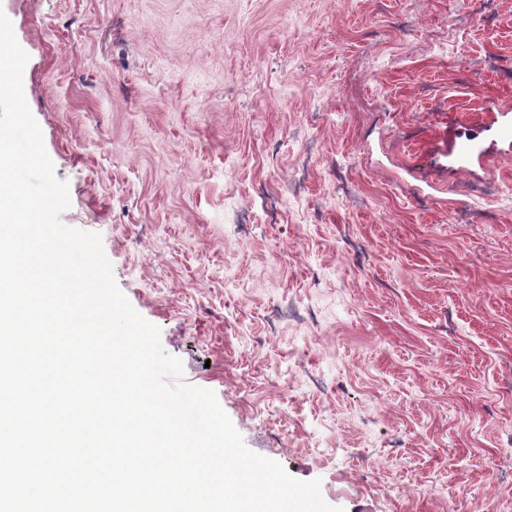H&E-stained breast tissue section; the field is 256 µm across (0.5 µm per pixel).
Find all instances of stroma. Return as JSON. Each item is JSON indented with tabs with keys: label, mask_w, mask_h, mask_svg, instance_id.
Wrapping results in <instances>:
<instances>
[{
	"label": "stroma",
	"mask_w": 512,
	"mask_h": 512,
	"mask_svg": "<svg viewBox=\"0 0 512 512\" xmlns=\"http://www.w3.org/2000/svg\"><path fill=\"white\" fill-rule=\"evenodd\" d=\"M116 283L340 512H512V0H0Z\"/></svg>",
	"instance_id": "obj_1"
}]
</instances>
